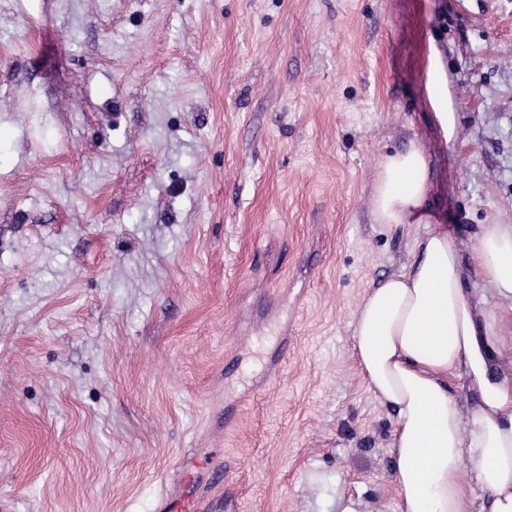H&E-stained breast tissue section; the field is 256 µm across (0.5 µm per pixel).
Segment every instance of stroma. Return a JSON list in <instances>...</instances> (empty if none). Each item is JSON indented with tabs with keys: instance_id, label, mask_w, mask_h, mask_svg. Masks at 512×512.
Segmentation results:
<instances>
[{
	"instance_id": "1",
	"label": "stroma",
	"mask_w": 512,
	"mask_h": 512,
	"mask_svg": "<svg viewBox=\"0 0 512 512\" xmlns=\"http://www.w3.org/2000/svg\"><path fill=\"white\" fill-rule=\"evenodd\" d=\"M445 61L458 135L425 92ZM512 224V0H0V512H396L351 313L431 224ZM428 179V161L419 147L383 156L371 191L374 222L394 228L421 224ZM193 476L186 474L179 489L165 496L162 501L163 512H234L228 497L207 498L198 495L193 489Z\"/></svg>"
}]
</instances>
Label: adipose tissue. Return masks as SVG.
<instances>
[{
  "label": "adipose tissue",
  "instance_id": "adipose-tissue-1",
  "mask_svg": "<svg viewBox=\"0 0 512 512\" xmlns=\"http://www.w3.org/2000/svg\"><path fill=\"white\" fill-rule=\"evenodd\" d=\"M425 91L445 138H456L457 108L434 46ZM428 179L419 147L383 156L371 191L375 223H420ZM414 251L407 268L365 293L351 320L366 388L397 416L389 443L397 512H512V224L480 225L466 250L440 228ZM476 274L485 289L470 287ZM453 377L475 394L473 406L452 394Z\"/></svg>",
  "mask_w": 512,
  "mask_h": 512
}]
</instances>
